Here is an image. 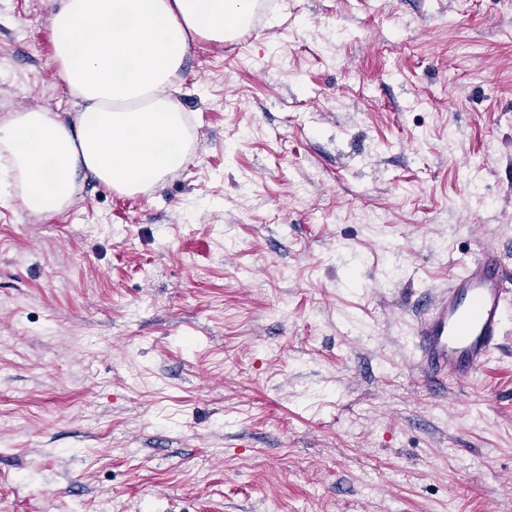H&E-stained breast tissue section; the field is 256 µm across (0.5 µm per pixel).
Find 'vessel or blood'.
I'll return each instance as SVG.
<instances>
[{
  "label": "vessel or blood",
  "instance_id": "vessel-or-blood-1",
  "mask_svg": "<svg viewBox=\"0 0 512 512\" xmlns=\"http://www.w3.org/2000/svg\"><path fill=\"white\" fill-rule=\"evenodd\" d=\"M447 287L420 315L413 345L433 379L470 383L500 340L512 333V275L494 248L456 263Z\"/></svg>",
  "mask_w": 512,
  "mask_h": 512
}]
</instances>
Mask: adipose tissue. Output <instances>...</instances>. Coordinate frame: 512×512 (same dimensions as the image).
I'll list each match as a JSON object with an SVG mask.
<instances>
[{
	"label": "adipose tissue",
	"instance_id": "obj_1",
	"mask_svg": "<svg viewBox=\"0 0 512 512\" xmlns=\"http://www.w3.org/2000/svg\"><path fill=\"white\" fill-rule=\"evenodd\" d=\"M253 0H54L52 61L83 103L0 119V162L30 214L59 213L88 173L135 195L178 171L190 147L177 80L191 38L220 42L247 26Z\"/></svg>",
	"mask_w": 512,
	"mask_h": 512
}]
</instances>
